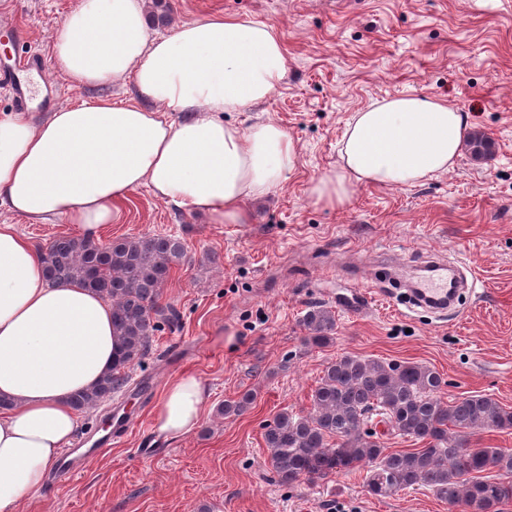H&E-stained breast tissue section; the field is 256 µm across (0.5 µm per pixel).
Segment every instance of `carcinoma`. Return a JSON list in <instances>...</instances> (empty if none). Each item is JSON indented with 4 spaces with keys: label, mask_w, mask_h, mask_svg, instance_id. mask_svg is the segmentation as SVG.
Wrapping results in <instances>:
<instances>
[{
    "label": "carcinoma",
    "mask_w": 512,
    "mask_h": 512,
    "mask_svg": "<svg viewBox=\"0 0 512 512\" xmlns=\"http://www.w3.org/2000/svg\"><path fill=\"white\" fill-rule=\"evenodd\" d=\"M492 139L475 132L469 149L477 158L493 152ZM185 256L174 235H131L107 244L61 236L46 248L44 273L52 282H76L112 302V324L120 339V357L91 391L76 393V411L97 407L125 391L130 367L148 353L160 325L179 319L161 304L171 269ZM304 341L323 347L336 331L330 310L314 305L303 316ZM445 381L426 366L342 355L326 366L312 395V411L303 416L280 413L265 432L269 462L277 480L294 485L324 480L359 466L367 468L365 488L391 497L414 486L428 487L448 507L464 512H501L512 500V454L471 444L476 431L512 428V411L486 395L446 401ZM251 392L219 407L224 416L244 413ZM382 415L392 429L425 443L422 448L385 451L366 428ZM496 468L509 479L491 482L479 473Z\"/></svg>",
    "instance_id": "carcinoma-1"
}]
</instances>
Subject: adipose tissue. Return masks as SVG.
<instances>
[{
  "label": "adipose tissue",
  "mask_w": 512,
  "mask_h": 512,
  "mask_svg": "<svg viewBox=\"0 0 512 512\" xmlns=\"http://www.w3.org/2000/svg\"><path fill=\"white\" fill-rule=\"evenodd\" d=\"M55 70L77 89L132 79L133 101L82 100L39 119L0 117V206L31 224L55 220L98 239L115 204L141 186L207 214L249 224V201L297 168L295 139L268 122L225 123L269 99L287 52L263 22L208 16L157 36L145 0H79L52 42ZM469 133L447 102L401 95L356 112L339 168L310 188L315 204L345 207L356 186H411L450 171ZM44 248L0 224V512L40 491L78 429L71 396L94 387L120 354L112 305L76 284L43 275ZM201 380L167 383L155 430L179 439L201 420Z\"/></svg>",
  "instance_id": "ef3b65f1"
}]
</instances>
